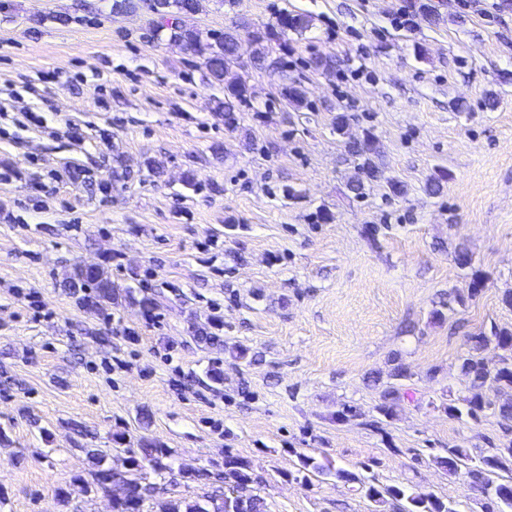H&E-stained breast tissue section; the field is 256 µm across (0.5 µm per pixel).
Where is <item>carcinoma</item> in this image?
Wrapping results in <instances>:
<instances>
[{
	"label": "carcinoma",
	"mask_w": 512,
	"mask_h": 512,
	"mask_svg": "<svg viewBox=\"0 0 512 512\" xmlns=\"http://www.w3.org/2000/svg\"><path fill=\"white\" fill-rule=\"evenodd\" d=\"M203 8V0H151L150 9L163 20L166 16L176 13L191 15ZM309 26V19L303 14H295L286 10L279 12L275 20L258 28H250L244 22H237L224 30L215 32L204 38L193 28L176 26L170 28V39L182 43L186 49L202 59L208 75L216 82L224 85V123L232 126L236 122L238 107L247 103L254 94L253 86L244 76L233 73L239 67L237 53L244 40L252 45V61L259 64L266 56L268 45L285 41L290 31H299ZM287 83L281 87V95L287 103L296 107L305 104V93L300 82L293 77H286ZM372 142L366 140L353 144V152L364 158L358 165V176L350 187L360 193L364 189V180H377L381 172L372 163L369 153ZM77 288L95 290L93 305L102 306L112 302V282L100 272H88L79 267L75 271ZM471 351L461 357L460 368L470 380L471 394L463 398L465 409L454 404L447 407L448 415L455 418L467 417L478 421L488 408H493L504 422H512V330L492 328L490 333L480 332L469 337ZM502 351L497 365L490 369L481 357V351L489 346ZM491 390L494 399L485 395ZM407 399V392L398 385L386 386L382 391V401L377 406L378 413L392 417L402 401ZM171 456V450L162 448L149 439H142L138 451L128 457L127 471L118 473L108 466L98 465L92 473V482L87 483L81 478L75 479L80 491L86 493L91 487H97L112 496V512H144L145 502L149 495L143 489L149 484L143 481L142 471L150 468L161 475L168 469L165 459ZM438 467L450 476H462L470 483L488 490L486 512H512V478L506 479L500 473L512 470V437L503 438L495 446V452L478 459L472 456L470 449L462 445L448 448L445 456L435 458ZM249 464L246 460L226 455L224 461V493L207 495L203 500L186 502L173 500L167 504L165 512H265L264 499L252 493L245 500L234 495V492L248 487L251 478L248 474ZM302 481H308L309 474L329 475V465L311 456L301 457V468L298 470ZM336 479L351 485H358L369 500L381 505L388 499L402 502V512H456L450 502L444 501L433 494H416L398 485L377 487L365 484L361 479L348 471L334 472Z\"/></svg>",
	"instance_id": "carcinoma-1"
}]
</instances>
